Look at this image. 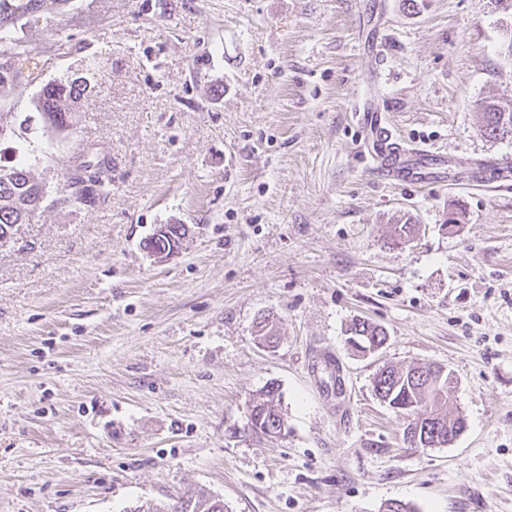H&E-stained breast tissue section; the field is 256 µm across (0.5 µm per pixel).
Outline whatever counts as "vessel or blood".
Returning <instances> with one entry per match:
<instances>
[{"label":"vessel or blood","mask_w":512,"mask_h":512,"mask_svg":"<svg viewBox=\"0 0 512 512\" xmlns=\"http://www.w3.org/2000/svg\"><path fill=\"white\" fill-rule=\"evenodd\" d=\"M364 136L363 154L371 161L378 176L396 182L419 185L445 181L444 157L427 148L400 140L394 133L386 114L372 101L356 102L352 108Z\"/></svg>","instance_id":"obj_1"}]
</instances>
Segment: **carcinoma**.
I'll list each match as a JSON object with an SVG mask.
<instances>
[{"mask_svg": "<svg viewBox=\"0 0 512 512\" xmlns=\"http://www.w3.org/2000/svg\"><path fill=\"white\" fill-rule=\"evenodd\" d=\"M59 0H0V60L9 62L30 53L19 38L13 36L9 24L14 19L56 8ZM19 76L0 67V97L9 95L18 86ZM88 89L84 76L49 81L37 94L35 106L45 127L57 134L73 127V104ZM484 132L493 139L512 134V103L488 101L481 105ZM110 183V167L104 163L79 168L66 174L61 184L60 201L70 206L91 204L97 192ZM48 195L46 182L37 179L31 165H0V241L13 235L14 226L29 222ZM415 230L411 218L398 220L392 244L398 246L410 240ZM257 339L276 342L277 322L271 316L257 324ZM387 341L386 330L365 319L354 320L348 328L347 343L361 354L373 353ZM448 371L439 365L408 368L386 366L373 379V392L388 400V406L409 421L422 417L430 420L431 428L448 434L462 428L460 417L450 419L442 412L451 397ZM250 429L260 435H278L284 427L280 410L279 386L270 383L260 390L250 405ZM129 512H224V500L203 487L185 490L173 504L145 501Z\"/></svg>", "mask_w": 512, "mask_h": 512, "instance_id": "obj_1", "label": "carcinoma"}]
</instances>
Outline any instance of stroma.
Segmentation results:
<instances>
[{
    "instance_id": "obj_1",
    "label": "stroma",
    "mask_w": 512,
    "mask_h": 512,
    "mask_svg": "<svg viewBox=\"0 0 512 512\" xmlns=\"http://www.w3.org/2000/svg\"><path fill=\"white\" fill-rule=\"evenodd\" d=\"M497 0H62L20 19L30 55L0 99L50 192L0 244V512H124L194 486L226 512H512V180H379L351 108L369 95L453 169L512 159L481 104L512 100ZM104 58L70 133L47 81ZM109 161L88 206L58 202L75 160ZM461 222L447 227L449 210ZM413 216L410 245L390 248ZM187 228L157 259L145 238ZM279 322L265 348L254 325ZM362 318L388 334L360 355ZM341 368L328 394L314 364ZM450 373L448 446L405 441L385 365ZM276 383L285 426L255 435Z\"/></svg>"
}]
</instances>
